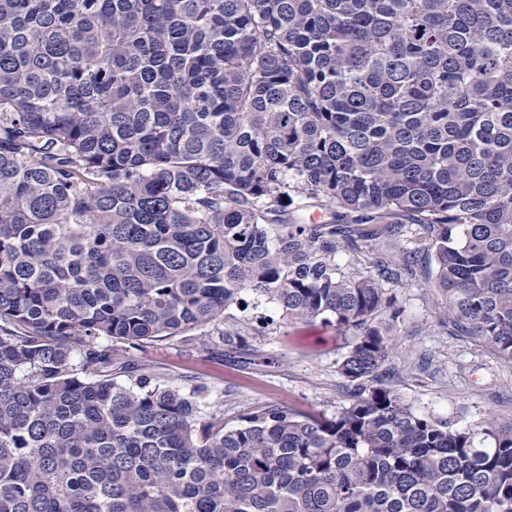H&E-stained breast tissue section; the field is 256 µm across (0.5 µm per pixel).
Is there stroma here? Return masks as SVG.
Here are the masks:
<instances>
[{"instance_id":"35a3bbf8","label":"stroma","mask_w":512,"mask_h":512,"mask_svg":"<svg viewBox=\"0 0 512 512\" xmlns=\"http://www.w3.org/2000/svg\"><path fill=\"white\" fill-rule=\"evenodd\" d=\"M400 312L391 336V386L416 410L460 426H474L494 415L512 422V364L471 336H458L444 322L445 296L426 281L390 285ZM234 310L249 333L253 359L229 362L216 332L198 330L190 340L173 338L130 350L129 360L163 375L183 391L205 390L202 421L224 416L236 428L253 410L285 407L335 416L348 402L338 366L354 338L334 325H309L283 318L276 304L246 295Z\"/></svg>"}]
</instances>
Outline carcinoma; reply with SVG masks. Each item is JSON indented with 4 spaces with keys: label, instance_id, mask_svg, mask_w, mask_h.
<instances>
[{
    "label": "carcinoma",
    "instance_id": "cac0c4a2",
    "mask_svg": "<svg viewBox=\"0 0 512 512\" xmlns=\"http://www.w3.org/2000/svg\"><path fill=\"white\" fill-rule=\"evenodd\" d=\"M418 278L512 362V0H0V512H512V423L388 385ZM247 292L356 336L336 416L202 425L125 359L248 362Z\"/></svg>",
    "mask_w": 512,
    "mask_h": 512
}]
</instances>
